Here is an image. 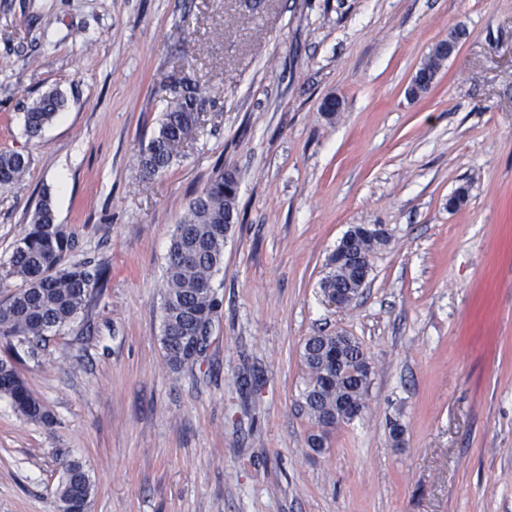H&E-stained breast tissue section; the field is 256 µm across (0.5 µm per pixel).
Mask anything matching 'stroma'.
<instances>
[{
    "instance_id": "1",
    "label": "stroma",
    "mask_w": 512,
    "mask_h": 512,
    "mask_svg": "<svg viewBox=\"0 0 512 512\" xmlns=\"http://www.w3.org/2000/svg\"><path fill=\"white\" fill-rule=\"evenodd\" d=\"M452 30L456 53L409 100ZM178 71L210 98L180 162L144 179ZM52 89L66 106L28 137L23 108ZM1 151L29 167L0 189V302L45 193L72 239L63 264L110 277L19 365L52 423L0 398V512H56L75 458L89 512H512V0H0ZM228 170L222 306L175 372L159 342L170 239ZM353 224L391 241L338 310L319 284ZM322 331L357 337L374 375L363 416L318 450L301 350ZM94 491L95 482L85 465L79 460L70 461L56 489L57 511L72 512L79 497L91 501Z\"/></svg>"
}]
</instances>
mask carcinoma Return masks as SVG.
<instances>
[{"mask_svg": "<svg viewBox=\"0 0 512 512\" xmlns=\"http://www.w3.org/2000/svg\"><path fill=\"white\" fill-rule=\"evenodd\" d=\"M447 56L438 48L430 51L417 71L416 90L424 91L427 82L440 70ZM172 100L167 102L158 131L142 147L138 167L145 178L168 170L181 156L184 143L193 139L201 118L199 106L209 100L206 88L198 81L168 77ZM64 106V99L50 91L24 107V129L37 136L53 121ZM28 161L19 153H0V189L20 181ZM237 182L217 177L201 194L192 199L188 210L176 225L166 259V278L161 305L160 344L171 369L180 371L193 366L204 352L213 318L221 301L213 288L215 275L224 263V245L231 225L224 218L236 212ZM390 236L366 234L356 241V251L368 258L386 247ZM70 240L55 215L48 195L36 205L29 229L16 243L9 260V274L20 278L22 286L0 303V339L17 342L29 357L39 355L42 343L74 322L89 305L96 292L104 288L109 270L90 261L66 266L63 254ZM330 271L321 279L322 293L347 288L357 295L360 281L353 265H340L329 259ZM336 336L310 337L302 359L308 370V382L302 392V404L315 426L326 416L340 427L354 421L350 415L336 414V403L350 400L359 411L366 408L372 373L369 357L353 336L342 340V362L358 369V375H335L336 383H324L330 357L328 347ZM0 395L8 397L17 413L35 421L52 420L48 409L32 394L15 363L0 360ZM95 482L85 465L70 461L57 486V512H71L78 498L91 499Z\"/></svg>", "mask_w": 512, "mask_h": 512, "instance_id": "1", "label": "carcinoma"}]
</instances>
